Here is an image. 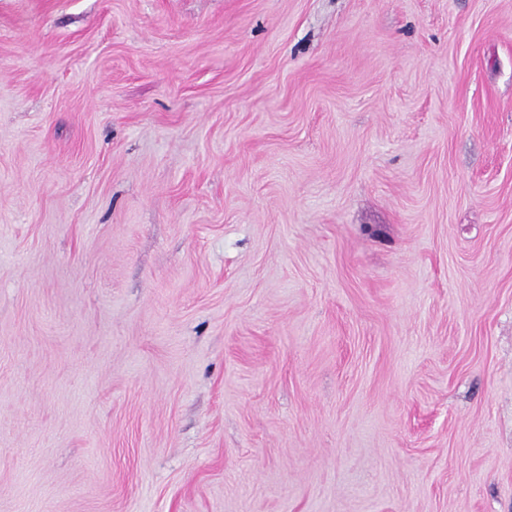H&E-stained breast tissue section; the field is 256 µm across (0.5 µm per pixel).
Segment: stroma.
Instances as JSON below:
<instances>
[{
  "label": "stroma",
  "instance_id": "stroma-1",
  "mask_svg": "<svg viewBox=\"0 0 512 512\" xmlns=\"http://www.w3.org/2000/svg\"><path fill=\"white\" fill-rule=\"evenodd\" d=\"M0 512H512V0H0Z\"/></svg>",
  "mask_w": 512,
  "mask_h": 512
}]
</instances>
